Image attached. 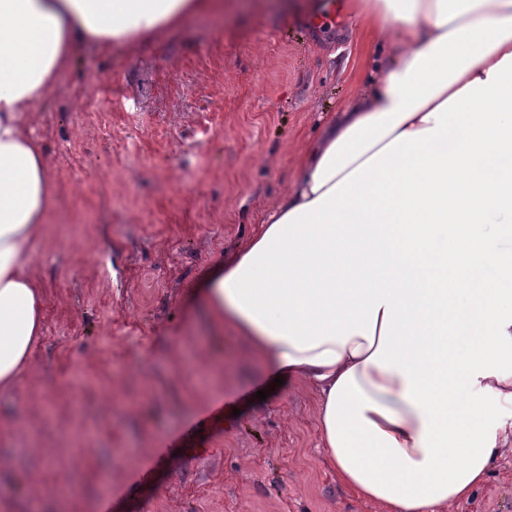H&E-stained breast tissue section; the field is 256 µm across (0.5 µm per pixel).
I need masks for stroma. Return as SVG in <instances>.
Here are the masks:
<instances>
[{
	"mask_svg": "<svg viewBox=\"0 0 512 512\" xmlns=\"http://www.w3.org/2000/svg\"><path fill=\"white\" fill-rule=\"evenodd\" d=\"M379 51L335 0L316 17L224 0L131 48L74 51L31 120L56 200L33 265L44 335L0 391V512H382L327 462L318 392L273 386L185 307ZM495 423L508 442L452 512H512V405Z\"/></svg>",
	"mask_w": 512,
	"mask_h": 512,
	"instance_id": "35a3bbf8",
	"label": "stroma"
}]
</instances>
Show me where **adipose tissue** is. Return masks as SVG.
Instances as JSON below:
<instances>
[{
  "mask_svg": "<svg viewBox=\"0 0 512 512\" xmlns=\"http://www.w3.org/2000/svg\"><path fill=\"white\" fill-rule=\"evenodd\" d=\"M223 0H0V389L44 334L55 201L29 130L78 44L129 47ZM380 76L327 123L256 234L190 292L256 363L321 395V446L384 512L488 476L512 402V0H356ZM500 147L496 174L487 149Z\"/></svg>",
  "mask_w": 512,
  "mask_h": 512,
  "instance_id": "ef3b65f1",
  "label": "adipose tissue"
}]
</instances>
